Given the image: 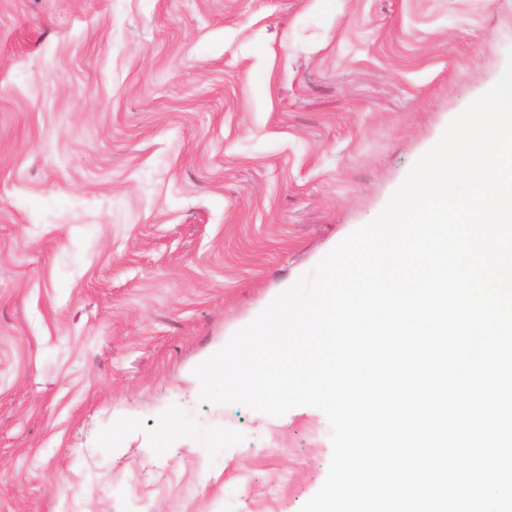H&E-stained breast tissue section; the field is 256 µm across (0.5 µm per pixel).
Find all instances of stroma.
<instances>
[{
    "instance_id": "1",
    "label": "stroma",
    "mask_w": 512,
    "mask_h": 512,
    "mask_svg": "<svg viewBox=\"0 0 512 512\" xmlns=\"http://www.w3.org/2000/svg\"><path fill=\"white\" fill-rule=\"evenodd\" d=\"M511 49L512 0H0V512H300L325 414L193 370Z\"/></svg>"
}]
</instances>
